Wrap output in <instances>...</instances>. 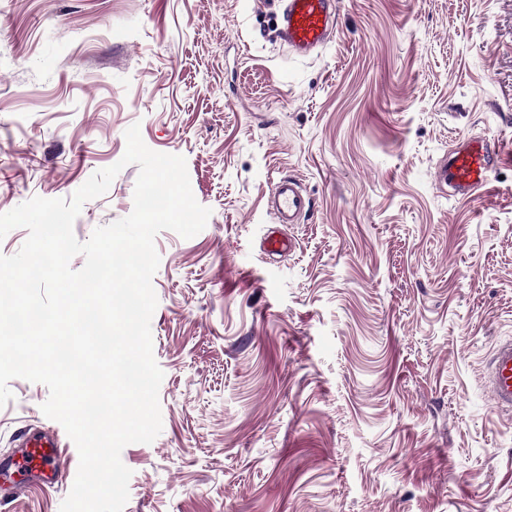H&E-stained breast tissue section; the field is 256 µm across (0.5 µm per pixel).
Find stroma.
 <instances>
[{"label":"stroma","mask_w":512,"mask_h":512,"mask_svg":"<svg viewBox=\"0 0 512 512\" xmlns=\"http://www.w3.org/2000/svg\"><path fill=\"white\" fill-rule=\"evenodd\" d=\"M135 123L211 216L155 237L162 430L121 452L123 512H512V413L482 381L512 336V164L478 199L436 181L464 137L512 143V0H339L307 57L278 0H0V213L71 198ZM284 176L312 207L269 256ZM9 388L0 457L58 426L45 384Z\"/></svg>","instance_id":"1"}]
</instances>
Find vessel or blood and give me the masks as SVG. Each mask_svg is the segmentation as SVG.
I'll return each mask as SVG.
<instances>
[{
    "label": "vessel or blood",
    "mask_w": 512,
    "mask_h": 512,
    "mask_svg": "<svg viewBox=\"0 0 512 512\" xmlns=\"http://www.w3.org/2000/svg\"><path fill=\"white\" fill-rule=\"evenodd\" d=\"M281 33L289 51L309 56L323 48L336 27V0H280ZM501 148L492 147L482 136H470L450 151L437 170L440 188L471 198L490 182L496 164L503 161ZM269 199L277 223L295 224L311 208V199L294 178L273 182ZM483 381L500 411L512 412V340L497 342L488 358ZM73 475L55 434L28 429L18 438V449L10 461L0 464V504L14 494L40 486L56 489L72 483Z\"/></svg>",
    "instance_id": "obj_1"
}]
</instances>
